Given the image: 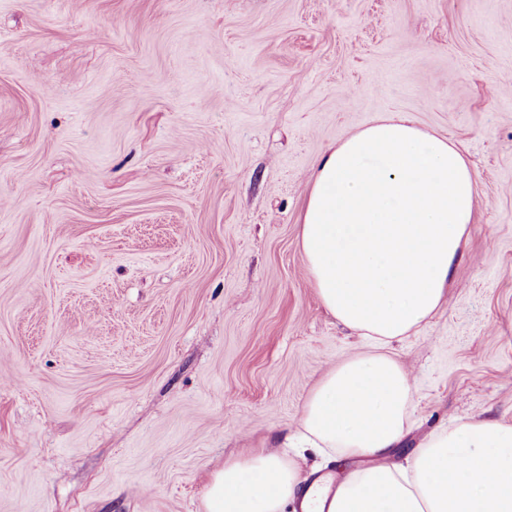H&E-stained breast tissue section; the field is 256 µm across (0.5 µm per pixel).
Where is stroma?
<instances>
[{
	"label": "stroma",
	"mask_w": 512,
	"mask_h": 512,
	"mask_svg": "<svg viewBox=\"0 0 512 512\" xmlns=\"http://www.w3.org/2000/svg\"><path fill=\"white\" fill-rule=\"evenodd\" d=\"M512 0H0V512H201L365 350L299 245L328 146L400 112L477 208L393 351L388 462L512 423Z\"/></svg>",
	"instance_id": "1"
}]
</instances>
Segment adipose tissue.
Wrapping results in <instances>:
<instances>
[{"label":"adipose tissue","instance_id":"obj_1","mask_svg":"<svg viewBox=\"0 0 512 512\" xmlns=\"http://www.w3.org/2000/svg\"><path fill=\"white\" fill-rule=\"evenodd\" d=\"M476 204L473 171L447 138L396 113L329 146L309 180L300 245L317 294L371 348L329 370L298 422L306 447L343 459L400 445L414 384L390 352L445 301ZM296 458L225 461L202 512H512V424L465 419L404 465L302 487Z\"/></svg>","mask_w":512,"mask_h":512}]
</instances>
